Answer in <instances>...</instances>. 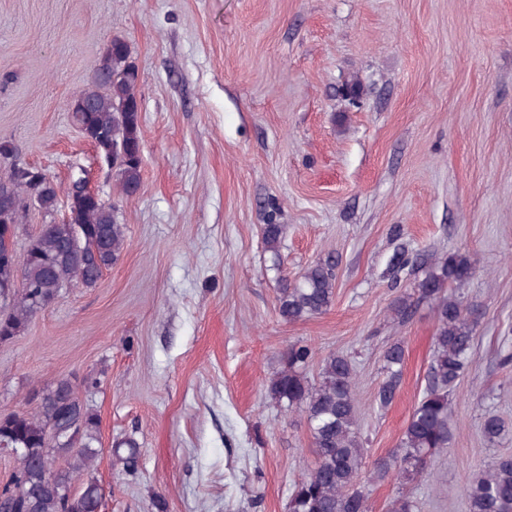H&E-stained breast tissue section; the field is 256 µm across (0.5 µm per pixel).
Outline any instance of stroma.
I'll return each mask as SVG.
<instances>
[{
	"label": "stroma",
	"instance_id": "obj_1",
	"mask_svg": "<svg viewBox=\"0 0 512 512\" xmlns=\"http://www.w3.org/2000/svg\"><path fill=\"white\" fill-rule=\"evenodd\" d=\"M115 38L140 75L129 198L69 112ZM0 142L57 184L55 221L84 175L125 226L95 286L70 284L0 343V417L61 378L97 416L101 512H287L312 436L268 385L296 343L355 366L372 512L401 493L468 512L471 474L512 454V0H0ZM401 246L468 253L455 293L478 314L451 443L409 482L371 468L399 446L436 331L418 274L386 275ZM330 256L332 307L284 321L280 275ZM401 298L415 306L399 325ZM396 339L400 389L381 408ZM489 411L508 427L493 443ZM274 221L273 213H270L268 223L263 224V240L267 250L272 253L274 266L278 269L280 266L278 252L283 234V224H276ZM404 357L405 347L401 340L396 339L386 348L384 359L387 373L377 391V401L381 407H387L396 398Z\"/></svg>",
	"mask_w": 512,
	"mask_h": 512
}]
</instances>
